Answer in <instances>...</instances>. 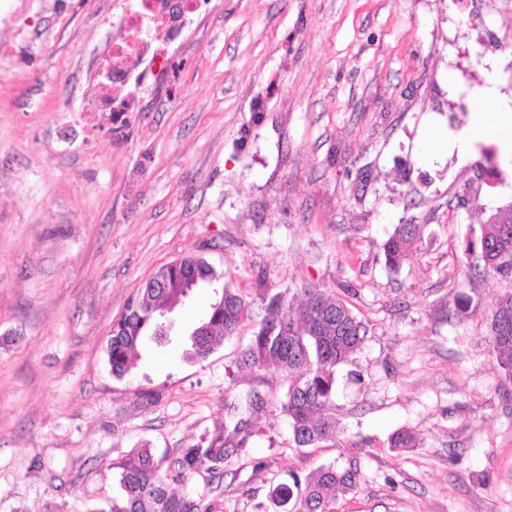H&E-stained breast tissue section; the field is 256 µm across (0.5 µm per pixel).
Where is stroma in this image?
I'll return each mask as SVG.
<instances>
[{"label":"stroma","mask_w":512,"mask_h":512,"mask_svg":"<svg viewBox=\"0 0 512 512\" xmlns=\"http://www.w3.org/2000/svg\"><path fill=\"white\" fill-rule=\"evenodd\" d=\"M115 2L0 0V512H100L121 494L113 462L199 443L252 389L264 406L222 485L176 487L213 512H273L289 472L330 464L361 473L336 512H512V381L488 340L512 274L477 255L512 188L480 147L421 155L467 126L449 101L511 63L481 55L455 0H211L178 49V98L152 87L117 134L84 121ZM406 223L393 272L381 246ZM190 253L254 300L310 288L368 322L336 371V441L296 447L286 382L236 368L254 322L184 359L207 289L113 376V323ZM401 429L418 447H390ZM417 225L400 224L391 237L383 244L385 265L390 271H398L406 253L413 246Z\"/></svg>","instance_id":"obj_1"}]
</instances>
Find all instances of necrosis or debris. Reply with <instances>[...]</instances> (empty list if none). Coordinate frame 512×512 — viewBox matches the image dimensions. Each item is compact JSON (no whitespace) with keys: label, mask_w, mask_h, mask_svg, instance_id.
<instances>
[{"label":"necrosis or debris","mask_w":512,"mask_h":512,"mask_svg":"<svg viewBox=\"0 0 512 512\" xmlns=\"http://www.w3.org/2000/svg\"><path fill=\"white\" fill-rule=\"evenodd\" d=\"M206 0H122L112 24L113 36L105 62L96 70L93 115L108 117L114 131L141 111L135 90L145 73L174 83L184 61L172 48L181 43Z\"/></svg>","instance_id":"1"}]
</instances>
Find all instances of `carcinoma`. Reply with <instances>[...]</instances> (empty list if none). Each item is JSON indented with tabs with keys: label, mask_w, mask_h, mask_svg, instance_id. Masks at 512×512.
I'll return each mask as SVG.
<instances>
[{
	"label": "carcinoma",
	"mask_w": 512,
	"mask_h": 512,
	"mask_svg": "<svg viewBox=\"0 0 512 512\" xmlns=\"http://www.w3.org/2000/svg\"><path fill=\"white\" fill-rule=\"evenodd\" d=\"M417 225L399 224L383 244L386 267L396 272L413 246ZM481 259L484 267L499 274L512 273V218L494 214L482 225ZM191 272L212 280L224 293V302H214L205 315L208 328L202 336H192L183 351L187 360L203 359L240 326L252 318L254 300L233 288L226 275L204 257L189 254L181 265L160 273L154 284L133 296L123 316L112 324L106 353L112 374L121 378L139 361L148 335L155 333V314L185 293V274ZM303 298L281 291L262 297L263 314L250 344L241 351L239 365L279 376L288 382L280 410L288 418L292 439L298 447H316L337 436L336 369L361 350L370 332L361 319L339 297L301 289ZM493 366L512 380V293L499 296L493 304L490 323ZM233 437L250 434L247 418L239 417L233 428L217 426L201 443L182 448L175 455H156L150 448H136L116 468L123 494L114 498L106 512H212L202 497L178 495L171 485L206 471L210 483L224 479V432ZM416 437L408 430L394 433L392 448H415ZM290 482L272 495L276 507L290 506L289 512H335L338 494L353 489L360 478L355 468L334 465L303 475L289 473Z\"/></svg>",
	"instance_id": "carcinoma-1"
}]
</instances>
